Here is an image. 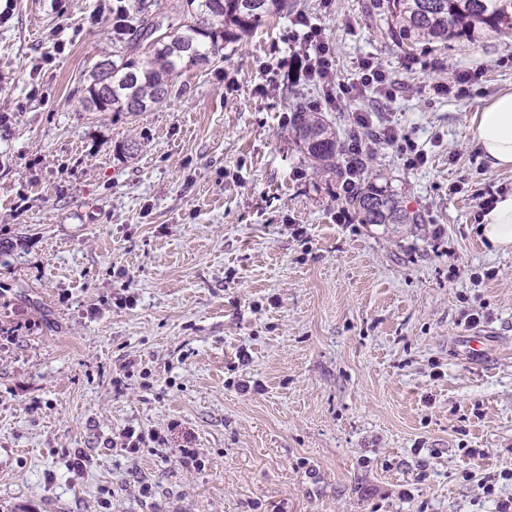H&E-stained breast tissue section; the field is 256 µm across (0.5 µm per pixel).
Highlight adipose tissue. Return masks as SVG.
<instances>
[{"label": "adipose tissue", "instance_id": "1", "mask_svg": "<svg viewBox=\"0 0 512 512\" xmlns=\"http://www.w3.org/2000/svg\"><path fill=\"white\" fill-rule=\"evenodd\" d=\"M474 139L488 167L512 168V90L486 101L471 119ZM479 231L494 250H512V194L497 197L484 211Z\"/></svg>", "mask_w": 512, "mask_h": 512}]
</instances>
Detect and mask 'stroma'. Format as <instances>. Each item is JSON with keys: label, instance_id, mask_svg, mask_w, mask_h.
Returning a JSON list of instances; mask_svg holds the SVG:
<instances>
[{"label": "stroma", "instance_id": "stroma-1", "mask_svg": "<svg viewBox=\"0 0 512 512\" xmlns=\"http://www.w3.org/2000/svg\"><path fill=\"white\" fill-rule=\"evenodd\" d=\"M296 10L332 45L334 83L368 58L393 83L392 104L338 109L321 83L296 88L340 136L361 108L414 138L422 167L380 145L366 164L424 223L338 221L340 179L305 161L286 83L262 70L288 52V17L180 68L133 115L79 103L112 56V0H0V512H495L512 498V252L478 231L512 169L489 170L470 123L512 88V36L408 54L369 0ZM463 68L482 79L434 93ZM129 425L166 441L126 456Z\"/></svg>", "mask_w": 512, "mask_h": 512}]
</instances>
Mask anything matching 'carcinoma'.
<instances>
[{
	"label": "carcinoma",
	"mask_w": 512,
	"mask_h": 512,
	"mask_svg": "<svg viewBox=\"0 0 512 512\" xmlns=\"http://www.w3.org/2000/svg\"><path fill=\"white\" fill-rule=\"evenodd\" d=\"M290 0H138L127 36L112 45V61L92 73L81 98L95 112H145L172 92V75L180 65L210 64L230 43L252 32L263 18L290 14ZM375 10L390 17L399 45L411 52L426 41L448 47V41L470 42L490 34H512V0H375ZM167 18L171 40L154 45L144 34L158 15ZM293 132L304 156L316 168L344 177L345 144L319 111H312L298 91L290 89ZM360 187L345 197L364 224H422L419 211L403 208L397 195L375 189L369 172L359 169Z\"/></svg>",
	"instance_id": "1"
}]
</instances>
